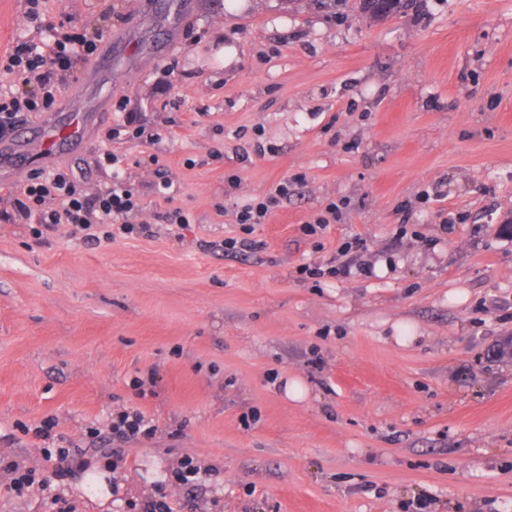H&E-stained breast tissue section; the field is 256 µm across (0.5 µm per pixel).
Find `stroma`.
<instances>
[{"label": "stroma", "mask_w": 512, "mask_h": 512, "mask_svg": "<svg viewBox=\"0 0 512 512\" xmlns=\"http://www.w3.org/2000/svg\"><path fill=\"white\" fill-rule=\"evenodd\" d=\"M354 2L0 0V56L112 37L66 84L81 140L0 169V512H512V0ZM56 167L130 185L134 232L5 221ZM332 260L367 270L297 272ZM124 410L155 434L105 442ZM414 0H359V9L374 17L388 18L396 14H406ZM378 12L384 14H378ZM292 182L288 179L280 183L274 193H271L261 201L254 205H249L237 214L238 224H261L262 220L270 212L271 208L278 206L283 199L288 198Z\"/></svg>", "instance_id": "1"}]
</instances>
